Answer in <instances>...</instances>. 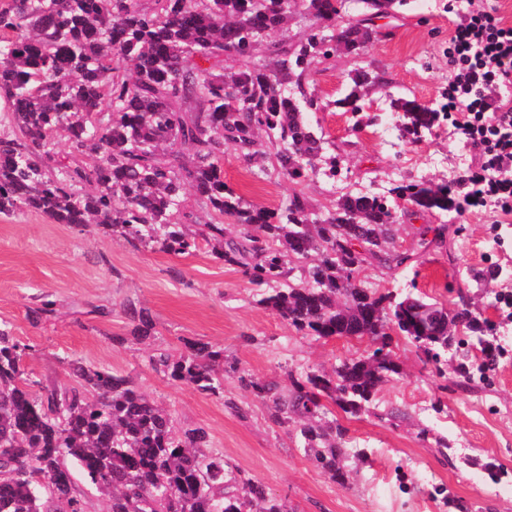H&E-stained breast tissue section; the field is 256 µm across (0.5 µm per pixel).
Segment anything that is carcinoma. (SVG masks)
<instances>
[{"instance_id":"cac0c4a2","label":"carcinoma","mask_w":512,"mask_h":512,"mask_svg":"<svg viewBox=\"0 0 512 512\" xmlns=\"http://www.w3.org/2000/svg\"><path fill=\"white\" fill-rule=\"evenodd\" d=\"M0 0V214L35 212L56 224H95L131 244L190 255L198 240L221 244L216 259L263 289L258 303L304 336L367 342L332 372L309 370L277 383L224 367V349L185 344L153 357L173 382L224 398V376L238 381L298 440L311 466L336 483L353 458L347 430L330 406L356 417L399 373L393 335L432 362L473 333L483 358L493 345L466 303L453 313L420 296L378 293L360 278L376 263L399 268L411 255L394 245L402 219L452 207L448 184H398L382 194L347 193L326 210L294 194L271 209L250 203L224 182V150L233 146L255 174L291 180L336 177L339 159L311 112L341 104L359 130L358 89L383 82L365 68L350 91L325 101L307 91L317 66L338 49L364 53L374 20L409 0ZM306 20L295 42L274 35L288 19ZM241 61L228 70L224 55ZM215 61L204 68L199 61ZM401 139L417 142L441 111L398 102ZM72 152L54 151L59 134ZM191 189L202 214L182 205ZM420 245L446 242L448 225L428 224ZM135 331L152 320L128 306ZM21 352L0 327V512H83L72 494V468L112 492V512H288L283 500L222 456L207 454L209 433L178 429L134 378L65 364L75 384L32 390Z\"/></svg>"}]
</instances>
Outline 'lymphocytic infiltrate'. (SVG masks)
<instances>
[{
    "instance_id": "f902f5d3",
    "label": "lymphocytic infiltrate",
    "mask_w": 512,
    "mask_h": 512,
    "mask_svg": "<svg viewBox=\"0 0 512 512\" xmlns=\"http://www.w3.org/2000/svg\"><path fill=\"white\" fill-rule=\"evenodd\" d=\"M457 73L446 112L461 138L478 149L480 164L463 176L465 207L512 211V105L489 92L512 85V27L482 10L458 23L450 38Z\"/></svg>"
}]
</instances>
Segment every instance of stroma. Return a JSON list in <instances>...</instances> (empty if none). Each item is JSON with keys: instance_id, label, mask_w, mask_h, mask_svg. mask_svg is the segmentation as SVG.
<instances>
[{"instance_id": "obj_1", "label": "stroma", "mask_w": 512, "mask_h": 512, "mask_svg": "<svg viewBox=\"0 0 512 512\" xmlns=\"http://www.w3.org/2000/svg\"><path fill=\"white\" fill-rule=\"evenodd\" d=\"M483 9L512 25V0H411L379 19L380 32L362 56L339 51L314 74L318 95L332 107L317 113L340 158L336 178L300 182L254 178L234 148L224 153V180L246 200L275 207L292 194L317 209L349 192L382 193L398 182L448 183L454 197L475 153L443 122L420 142L398 139L389 121L393 99L432 106L444 101L455 75L448 54L460 19ZM358 67L383 73V86L363 96L379 124L353 130L336 101ZM427 224L448 227L447 245L421 249ZM395 245L412 252L406 269L370 267L362 276L380 292H415L455 308L467 300L499 353L493 371L460 380L458 345L444 361L396 339L400 365L375 395L370 412L338 415L362 460L345 484L331 482L306 459L292 433L274 424L264 405L237 380H224L215 398L169 380L150 362L185 342L224 349L227 361L256 378L288 388L291 375L330 369L354 355L357 341L297 334L276 312L255 302V288L238 269L200 244L189 256L132 246L96 227L52 223L33 212L0 214V325L22 350L24 376L37 387L62 388L72 379L65 360L133 375L141 389L185 424L207 429L209 451L263 482L290 512H512V216L451 210L406 217ZM52 312L39 314L43 302ZM146 309L154 329L134 339L127 304ZM400 410L395 422L384 414ZM448 448H440L438 439Z\"/></svg>"}]
</instances>
